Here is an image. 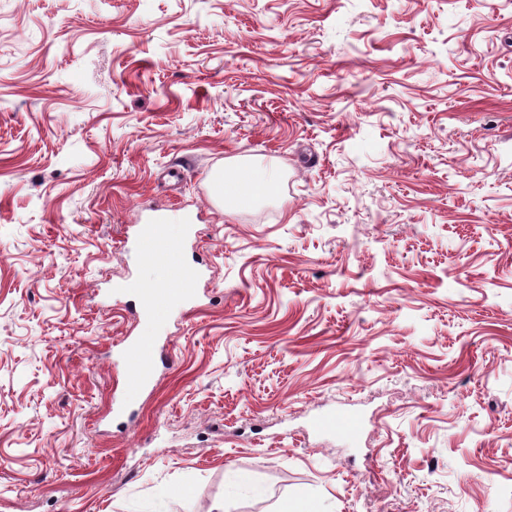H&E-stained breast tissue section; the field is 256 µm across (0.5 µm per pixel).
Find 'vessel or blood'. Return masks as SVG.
Masks as SVG:
<instances>
[{
    "label": "vessel or blood",
    "instance_id": "obj_1",
    "mask_svg": "<svg viewBox=\"0 0 512 512\" xmlns=\"http://www.w3.org/2000/svg\"><path fill=\"white\" fill-rule=\"evenodd\" d=\"M131 243L137 254L144 258L164 259L170 263L173 288L144 292L145 303L141 314L149 320L169 318L176 305L188 304L197 297V278L187 274L179 260L177 246L169 239L163 224H137L133 227ZM157 347L140 341L132 342L125 351V361L129 368L127 387L129 392L141 391L157 363ZM318 428L337 430L348 438H355L360 431L359 420L351 415H328L317 420Z\"/></svg>",
    "mask_w": 512,
    "mask_h": 512
}]
</instances>
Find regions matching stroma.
I'll return each instance as SVG.
<instances>
[{
  "label": "stroma",
  "mask_w": 512,
  "mask_h": 512,
  "mask_svg": "<svg viewBox=\"0 0 512 512\" xmlns=\"http://www.w3.org/2000/svg\"><path fill=\"white\" fill-rule=\"evenodd\" d=\"M238 156L271 202H213ZM157 206L200 274L166 322ZM129 337L169 351L134 397ZM300 490L512 512V0H0V512ZM155 224H132V238L127 236L137 254L142 258L165 259L170 262V273L174 287L160 291L150 290L141 294L145 303L140 307L141 314L149 320L169 318L177 304H188L197 297L198 274L188 275L180 260L177 246L165 232L166 219L160 215L153 217ZM316 426L320 429L331 430L336 428V432L352 439L357 436L360 431L359 420L352 416L328 415L317 420Z\"/></svg>",
  "instance_id": "35a3bbf8"
}]
</instances>
